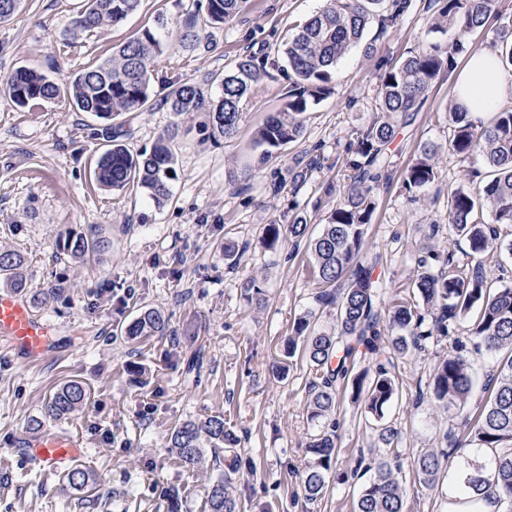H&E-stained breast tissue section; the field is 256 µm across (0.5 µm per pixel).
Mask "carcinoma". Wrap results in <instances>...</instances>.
I'll list each match as a JSON object with an SVG mask.
<instances>
[{"label": "carcinoma", "instance_id": "cac0c4a2", "mask_svg": "<svg viewBox=\"0 0 512 512\" xmlns=\"http://www.w3.org/2000/svg\"><path fill=\"white\" fill-rule=\"evenodd\" d=\"M142 0H84L73 31L105 30L117 26L138 11ZM383 0H327L325 6L300 27L282 49L288 69L287 100L281 110L258 127L255 147L267 157L297 141L304 131V118L311 106L329 93L328 83L337 62L363 38ZM246 0H203L195 13L176 29L175 41L162 35L168 22L145 28L112 47L106 60L85 67L66 78L33 68L20 67L5 82L4 92L20 107L52 102L67 95L79 112H89L104 121L101 129L106 149L99 155L94 176L100 186L123 191L143 189L159 207L172 197L177 179L176 158L170 146L171 130L158 137L148 152L132 153L122 137L121 126L112 124L124 112L152 108L151 63L170 49L190 50L200 31L233 21ZM496 12V0H445L433 30L450 28L470 34L484 28ZM464 51L457 39L449 45L432 42L416 54L396 62L385 71L380 84L381 116L353 133L355 148L345 162L348 189L325 217L321 233L307 237L308 219L295 213L289 224H267L262 242L275 252L284 242L292 250L306 247L311 256L316 285L315 302L333 311L332 325L322 328L315 310L294 318L283 349L273 363L284 375L298 360L308 364V395L304 410L315 431L305 446L302 469L294 471L303 500L313 504L325 496L328 477L368 476L354 512H406V486L399 479L404 458L398 449V429L385 422V413L399 393L395 360L422 352L434 338L454 336L460 324L468 323L475 349L487 355L504 353L485 384L477 386L471 364L462 356H447L434 365L427 393L445 407L475 400L474 426L468 433L445 432L438 448L413 458L410 466L419 485L435 489L456 477V491L468 495L483 485L497 488L498 512H512V288H497L481 268L479 259L502 247L504 229L512 233V109H504L488 124L477 123L467 112L449 113V147L463 159L482 157L493 168L489 178L472 188L460 187L448 197V233L461 237L467 249L446 256L429 249L412 271L408 292L384 300V280L375 274L377 261L364 253L365 238L376 211V194L389 177L385 172L384 146L397 123L413 120L424 103L435 78L451 72L455 56ZM263 72V64L251 56L215 77L219 94L208 100L196 86L175 83L164 102L177 116L207 112L211 135L233 137L238 129L240 107ZM437 147L425 144L403 176V187L411 192L433 183L438 176ZM319 158L310 155L288 169V178L298 186L319 168ZM488 209L492 223L480 214ZM103 236L74 234L63 248L80 259L88 252H103ZM24 258L15 251H0V280L10 288L25 290ZM249 302L265 296V280L250 277L240 287ZM168 321L153 308L142 310L126 327L135 340L165 335ZM348 399L376 422L378 440L388 449L384 458L360 454L354 467L341 469V437L336 413ZM90 394L80 383L58 388L47 401L45 413L62 419L76 414L89 403ZM224 453V474L205 487L206 512H271L263 503H244L233 490V476H257L252 459L238 451L241 439L222 415L188 420L170 436L171 452L186 468H195L203 457V444ZM491 448L495 454L487 465H475L469 452ZM68 484L84 488L92 480L90 471L75 467L65 474Z\"/></svg>", "mask_w": 512, "mask_h": 512}]
</instances>
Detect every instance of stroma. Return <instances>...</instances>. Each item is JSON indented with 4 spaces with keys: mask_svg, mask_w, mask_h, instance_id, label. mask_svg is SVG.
<instances>
[{
    "mask_svg": "<svg viewBox=\"0 0 512 512\" xmlns=\"http://www.w3.org/2000/svg\"><path fill=\"white\" fill-rule=\"evenodd\" d=\"M196 4L142 0L121 26L75 37L80 0H24L15 17L0 22V84L21 65L67 77L110 57L113 45L154 26L157 17L173 24ZM324 5L249 0L233 22L207 29L196 49H173L154 62L153 109L126 113L121 122L135 153L150 150L168 129L178 131L172 142L178 177L163 207L140 189L112 193L95 183L102 120L64 99L20 109L0 96V250L25 257L27 286L42 295L33 311L56 327L53 352L38 362L0 350V512H167L163 494L169 490L177 494L180 512H204V488L224 465L208 451L198 467L185 468L171 453L169 438L184 421L218 414L229 419L258 467L257 478L239 494L270 502L275 512H353L360 481H330L325 497L311 505L286 487L287 470L303 464L310 433L304 413L308 371L300 361L281 379L271 363L290 322L313 306L316 290L307 254H292L287 244L266 251L262 229L288 223L300 211L309 217V236H317L347 189L343 171L351 134L379 110L387 63L436 39L452 43L458 33L431 31L442 0H410L396 23L372 22L333 70L330 93L308 112L302 137L261 158L254 133L280 111L288 91L287 71L270 60ZM245 55L268 66L243 102L234 138H211L202 115L178 117L164 105L172 82L187 81L205 97L217 96L213 76ZM453 105V80L440 75L414 121L399 125L386 147L390 179L377 192L364 248L385 275V294L407 289L419 250L451 246L448 192L467 186L468 170L485 167L482 159L465 161L450 150ZM426 143L440 149V177L412 197L402 187L403 173ZM307 153L317 155L320 166L294 186L288 169ZM433 224L441 227L434 236ZM93 227L110 248L72 260L62 249L64 238ZM229 243L244 249L233 267L224 258ZM249 277L266 281L261 302L249 304L240 295ZM144 307L164 312L167 332L128 339L123 329ZM196 352L203 367L186 372L182 361ZM443 355L463 356L481 374L493 367L492 359L475 353L463 329L457 338L398 360L399 395L386 420L401 430L399 449L406 458L438 446L447 429L465 425L466 412H448L418 397ZM134 365L146 368L144 380L131 375ZM70 381L88 388V406L65 419L46 416L50 395ZM336 419L344 464L362 451L382 455L372 420L355 405L343 402ZM32 423L82 437L83 465L94 482L75 489L31 464L21 439ZM93 496L100 499L95 509L86 505Z\"/></svg>",
    "mask_w": 512,
    "mask_h": 512,
    "instance_id": "1",
    "label": "stroma"
}]
</instances>
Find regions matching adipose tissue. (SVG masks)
<instances>
[{
  "label": "adipose tissue",
  "instance_id": "ef3b65f1",
  "mask_svg": "<svg viewBox=\"0 0 512 512\" xmlns=\"http://www.w3.org/2000/svg\"><path fill=\"white\" fill-rule=\"evenodd\" d=\"M456 104L482 120L512 99V74L505 72L496 53L476 51L454 77Z\"/></svg>",
  "mask_w": 512,
  "mask_h": 512
}]
</instances>
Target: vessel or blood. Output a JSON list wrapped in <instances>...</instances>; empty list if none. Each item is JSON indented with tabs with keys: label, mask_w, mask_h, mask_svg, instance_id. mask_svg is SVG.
Here are the masks:
<instances>
[{
	"label": "vessel or blood",
	"mask_w": 512,
	"mask_h": 512,
	"mask_svg": "<svg viewBox=\"0 0 512 512\" xmlns=\"http://www.w3.org/2000/svg\"><path fill=\"white\" fill-rule=\"evenodd\" d=\"M52 334L48 319L35 316L16 294L0 292V346L24 361L36 362L48 353ZM23 446L32 463L51 472L70 468L85 456L81 438L58 430L26 437Z\"/></svg>",
	"instance_id": "vessel-or-blood-1"
}]
</instances>
